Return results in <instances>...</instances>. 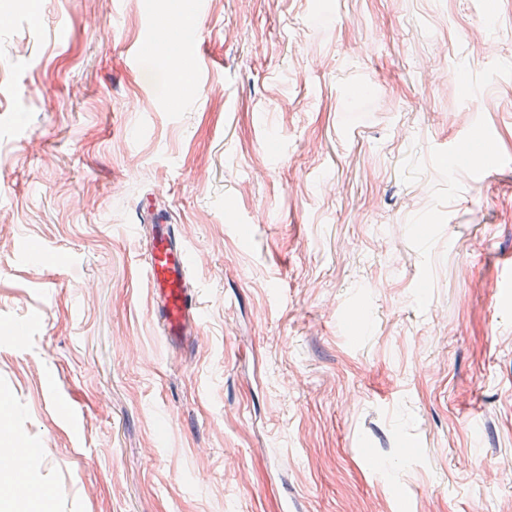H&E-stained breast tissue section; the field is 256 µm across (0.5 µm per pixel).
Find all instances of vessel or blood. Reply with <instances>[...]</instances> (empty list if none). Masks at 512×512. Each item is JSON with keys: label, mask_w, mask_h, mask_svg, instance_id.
<instances>
[{"label": "vessel or blood", "mask_w": 512, "mask_h": 512, "mask_svg": "<svg viewBox=\"0 0 512 512\" xmlns=\"http://www.w3.org/2000/svg\"><path fill=\"white\" fill-rule=\"evenodd\" d=\"M140 243L142 274L161 334L170 348L189 352L201 333L189 246L176 225L162 223L143 225Z\"/></svg>", "instance_id": "obj_1"}]
</instances>
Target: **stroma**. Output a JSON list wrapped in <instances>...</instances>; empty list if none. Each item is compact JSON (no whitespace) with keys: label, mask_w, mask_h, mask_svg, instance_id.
I'll list each match as a JSON object with an SVG mask.
<instances>
[{"label":"stroma","mask_w":512,"mask_h":512,"mask_svg":"<svg viewBox=\"0 0 512 512\" xmlns=\"http://www.w3.org/2000/svg\"><path fill=\"white\" fill-rule=\"evenodd\" d=\"M507 262L512 0H0V425L52 512H512ZM137 207L142 274L153 313L170 348L187 353L201 334L198 298L190 277L189 246L176 224H143ZM143 231V233H142Z\"/></svg>","instance_id":"obj_1"}]
</instances>
